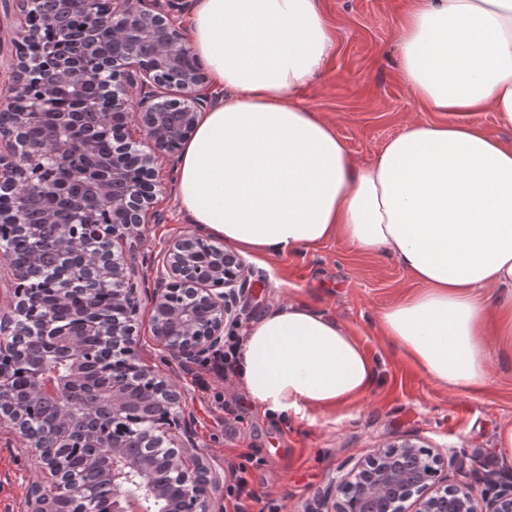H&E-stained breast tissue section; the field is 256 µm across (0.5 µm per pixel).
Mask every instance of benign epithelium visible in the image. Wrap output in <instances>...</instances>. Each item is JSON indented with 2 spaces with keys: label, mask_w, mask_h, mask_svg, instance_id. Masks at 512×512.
Segmentation results:
<instances>
[{
  "label": "benign epithelium",
  "mask_w": 512,
  "mask_h": 512,
  "mask_svg": "<svg viewBox=\"0 0 512 512\" xmlns=\"http://www.w3.org/2000/svg\"><path fill=\"white\" fill-rule=\"evenodd\" d=\"M22 14L14 43L16 58L9 92L0 98V228L27 238L34 249L26 266L0 248V268L12 274L13 302L0 310V425L8 424L37 460L44 482L28 490L30 512H85L93 487L72 472L67 448L95 449L94 468L112 487L111 512H223L215 493L223 482L203 460L189 453L193 431L186 394L143 365L138 357L140 294H150L153 337L163 358L184 368L224 347V332L238 323L248 292L244 260L201 228L174 239L151 282L138 286L130 275L127 246L143 238L146 215L161 192L156 165L174 154L209 106L201 93L205 74L177 19L161 0H83L86 26L105 27L112 48L79 39L72 50L50 61L32 56L46 26L59 27L39 0H16ZM50 66L56 87H36L29 73ZM95 75L97 96L82 94ZM72 107L57 108V89ZM51 120L60 132L39 143L30 128ZM109 132L111 153H98L97 129ZM78 185H89L99 207L58 222L56 202ZM53 242L60 263L50 274L41 266V247ZM69 309L75 325L63 328L55 312ZM106 340L112 358V386L105 397L112 412V436L73 432V419L94 414L78 398L86 339ZM70 356L66 378L53 364ZM35 359L29 373L30 398L42 399L58 386L55 417L35 428L13 402L14 358ZM169 466L157 479L151 461ZM442 453L411 439L374 449L363 462L330 479L318 512H512V482L489 480L477 490L439 478Z\"/></svg>",
  "instance_id": "7a95c632"
}]
</instances>
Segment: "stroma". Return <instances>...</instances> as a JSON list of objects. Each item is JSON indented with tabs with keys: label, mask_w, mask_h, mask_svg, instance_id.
I'll use <instances>...</instances> for the list:
<instances>
[{
	"label": "stroma",
	"mask_w": 512,
	"mask_h": 512,
	"mask_svg": "<svg viewBox=\"0 0 512 512\" xmlns=\"http://www.w3.org/2000/svg\"><path fill=\"white\" fill-rule=\"evenodd\" d=\"M410 0H317L336 46L318 76L302 90L311 111L330 120L358 166L370 165L392 137L423 110L401 80L396 42ZM165 188L157 215L145 226L131 264L151 274V262L183 234L190 217L178 204V169L162 162ZM250 288L241 324L288 301L336 317L376 365L369 392L354 404L312 419L284 422L249 400L235 372L212 363L181 368L162 362L152 344L151 304L142 300L141 359L187 394L196 453L223 478L243 457L260 459L248 479L257 494L249 512H315L330 475L349 472L375 448L412 438L448 452L449 482H475L487 473L512 478L496 452L500 426L512 424V355L493 352L489 381L477 395L433 385L387 338L380 312L415 289L395 260L361 253L340 239L294 255H245ZM37 462L0 428V512H27V490L39 481Z\"/></svg>",
	"instance_id": "stroma-1"
}]
</instances>
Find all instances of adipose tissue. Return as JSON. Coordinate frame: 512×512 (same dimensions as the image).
<instances>
[{
  "mask_svg": "<svg viewBox=\"0 0 512 512\" xmlns=\"http://www.w3.org/2000/svg\"><path fill=\"white\" fill-rule=\"evenodd\" d=\"M213 106L179 157L193 223L257 255L339 238L395 259L416 290L379 321L433 384L483 391L491 349L512 354V0H411L400 76L425 111L357 166L302 89L334 39L316 0H198L186 21ZM236 374L265 414L306 419L357 401L372 357L336 318L290 301L252 321ZM469 120L480 125L488 132L501 137L505 142L512 143V131L503 130L498 126L495 112L489 109L480 112H474L469 116Z\"/></svg>",
  "mask_w": 512,
  "mask_h": 512,
  "instance_id": "1",
  "label": "adipose tissue"
}]
</instances>
